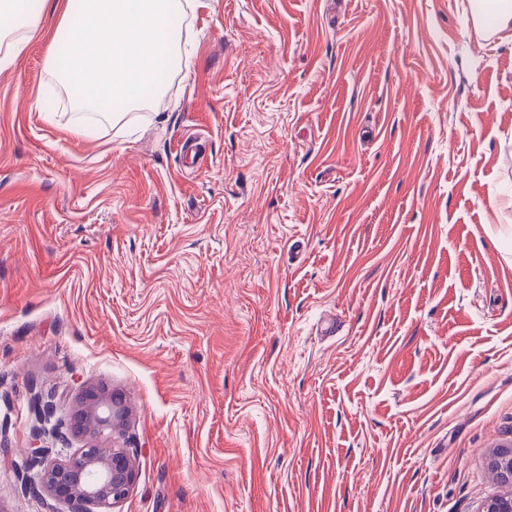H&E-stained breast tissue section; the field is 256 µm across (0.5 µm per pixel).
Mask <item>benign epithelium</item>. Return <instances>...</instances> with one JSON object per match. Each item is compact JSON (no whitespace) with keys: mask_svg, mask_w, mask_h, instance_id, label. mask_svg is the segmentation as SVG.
Instances as JSON below:
<instances>
[{"mask_svg":"<svg viewBox=\"0 0 512 512\" xmlns=\"http://www.w3.org/2000/svg\"><path fill=\"white\" fill-rule=\"evenodd\" d=\"M127 414V408L107 392L90 387L76 405L74 417L79 426L73 433L83 439L112 433L123 425ZM35 441L29 460L41 467L42 480L32 491L51 500L49 512H56L58 503L65 504L67 512H112L135 486L137 474L123 448L96 453L84 445L61 460L50 461L40 435H35ZM483 512H512V493L490 499Z\"/></svg>","mask_w":512,"mask_h":512,"instance_id":"1","label":"benign epithelium"}]
</instances>
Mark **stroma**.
<instances>
[{
  "instance_id": "35a3bbf8",
  "label": "stroma",
  "mask_w": 512,
  "mask_h": 512,
  "mask_svg": "<svg viewBox=\"0 0 512 512\" xmlns=\"http://www.w3.org/2000/svg\"><path fill=\"white\" fill-rule=\"evenodd\" d=\"M475 0H202L161 100L0 65V512L38 410L123 396L112 512H482L512 486V26ZM196 142L194 162L179 151Z\"/></svg>"
}]
</instances>
